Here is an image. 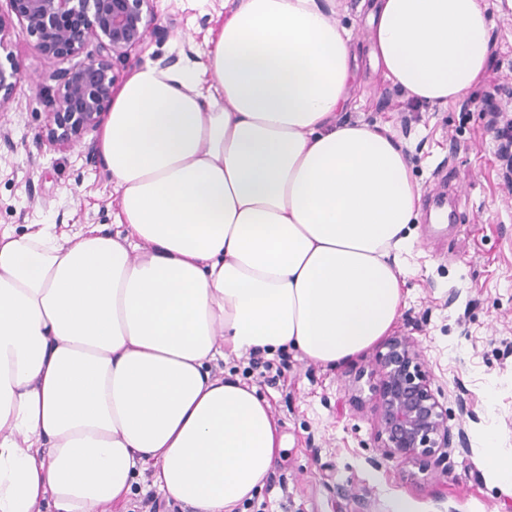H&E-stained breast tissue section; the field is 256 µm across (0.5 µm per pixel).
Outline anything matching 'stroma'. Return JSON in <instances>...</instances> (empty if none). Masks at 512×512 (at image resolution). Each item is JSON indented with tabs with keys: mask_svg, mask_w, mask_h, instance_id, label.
Returning <instances> with one entry per match:
<instances>
[{
	"mask_svg": "<svg viewBox=\"0 0 512 512\" xmlns=\"http://www.w3.org/2000/svg\"><path fill=\"white\" fill-rule=\"evenodd\" d=\"M225 0H156L161 33L117 69L127 78L153 58L180 66L196 59L224 24ZM492 49L482 81L446 106L419 103L386 79L370 55L368 0H333V17L357 46L346 116L386 126L407 144L420 187L415 236L393 333L414 336L448 423L464 427L468 450L439 467L372 463L371 375L375 349L328 367L296 350L274 352L268 381L255 383L248 356L225 361L224 377L255 385L270 406L284 448L276 466L238 512H512V491L488 474L484 438L512 448V190L501 150L512 139V0H484ZM5 52L21 80L0 112V234L35 224L58 234L112 232L119 212L111 172L87 146L50 149L41 90L52 72L80 56L46 58L16 17ZM470 412L462 414L456 394Z\"/></svg>",
	"mask_w": 512,
	"mask_h": 512,
	"instance_id": "obj_1",
	"label": "stroma"
}]
</instances>
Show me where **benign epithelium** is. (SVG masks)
I'll return each mask as SVG.
<instances>
[{
  "mask_svg": "<svg viewBox=\"0 0 512 512\" xmlns=\"http://www.w3.org/2000/svg\"><path fill=\"white\" fill-rule=\"evenodd\" d=\"M10 12L25 26L32 48L47 58L60 50L80 54L89 42L95 54L71 68L57 70L55 89L46 93L49 146L71 148L83 143L104 120L118 74L115 68L134 51L146 48L158 30L154 0H7ZM73 15L81 24L71 27ZM21 76L0 67V110L11 102ZM372 424L377 440V466L425 462L439 466L455 448H466L464 429L448 425V409L433 389L418 342L400 334L376 355Z\"/></svg>",
  "mask_w": 512,
  "mask_h": 512,
  "instance_id": "benign-epithelium-1",
  "label": "benign epithelium"
}]
</instances>
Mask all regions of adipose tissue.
<instances>
[{
	"label": "adipose tissue",
	"instance_id": "obj_1",
	"mask_svg": "<svg viewBox=\"0 0 512 512\" xmlns=\"http://www.w3.org/2000/svg\"><path fill=\"white\" fill-rule=\"evenodd\" d=\"M371 55L430 104L477 83L482 0H376ZM200 68L146 63L100 131L121 232L0 235V512H96L134 473L235 512L283 440L213 365L291 347L338 366L402 301L420 199L387 128L346 119L326 0H237Z\"/></svg>",
	"mask_w": 512,
	"mask_h": 512
}]
</instances>
